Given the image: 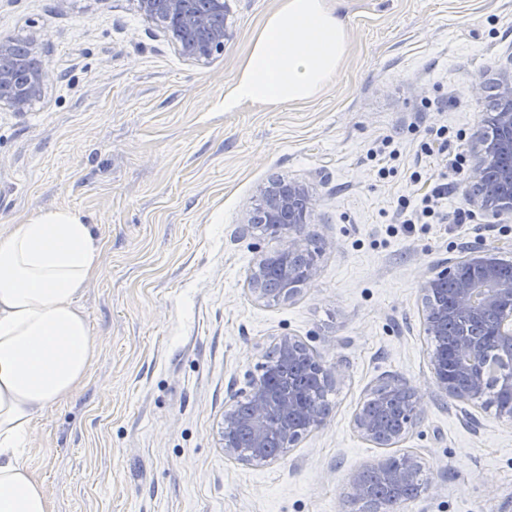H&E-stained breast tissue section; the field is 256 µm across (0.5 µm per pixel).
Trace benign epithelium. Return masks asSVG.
<instances>
[{
	"label": "benign epithelium",
	"instance_id": "1",
	"mask_svg": "<svg viewBox=\"0 0 512 512\" xmlns=\"http://www.w3.org/2000/svg\"><path fill=\"white\" fill-rule=\"evenodd\" d=\"M138 12L154 22L177 47L185 59L203 62L224 52L229 32L217 18L224 17L226 0H207L204 10L196 8V0H136ZM53 80L52 70L41 65L27 69L16 56L13 41L0 38V88L11 94L0 97V105L15 112H23L39 99L47 84ZM499 106L493 114L497 137L492 145L501 155L512 156V70L499 84ZM466 182L475 193L469 196L471 204L485 211L499 214L512 208L504 202L512 196V168L499 174L492 182L486 170V160L478 159L469 168ZM262 206L273 222H286L290 232L282 238L280 248V275L284 283L278 298L289 299L297 283H306L316 275L315 264L298 270L293 261L309 253L311 243L293 233L308 223L315 211L316 201L301 184L273 183L262 194ZM512 267V249L507 246L480 244L448 262V267L423 285V319L430 336L441 335L442 326L448 324V314L464 312L475 318L484 313H496L491 342L496 356L486 355V343L467 336L455 338L441 352L433 349L429 354L436 384L449 398L472 405L496 407L497 414L512 420V277L503 271ZM283 359L290 361L307 347L293 336L283 335L276 342ZM387 390L402 396L404 401L403 425L394 436L380 433L375 419L366 411H358L353 427L366 441L379 448L392 447L402 442L416 425L423 411V402L414 388L402 378H394ZM250 411L246 415L231 409L224 414L222 448L224 456L240 458L235 435L240 429L250 432L252 455L248 462L265 463L264 449L271 434L280 440L281 452L294 447L308 429L324 425L328 413L308 403L297 390L291 376L274 375L259 383L250 384L246 394ZM422 467L420 457L405 453L399 463L389 468L391 481L403 485L413 480Z\"/></svg>",
	"mask_w": 512,
	"mask_h": 512
}]
</instances>
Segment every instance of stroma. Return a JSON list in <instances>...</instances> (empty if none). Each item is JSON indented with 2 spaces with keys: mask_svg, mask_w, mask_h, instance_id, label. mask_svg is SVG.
<instances>
[{
  "mask_svg": "<svg viewBox=\"0 0 512 512\" xmlns=\"http://www.w3.org/2000/svg\"><path fill=\"white\" fill-rule=\"evenodd\" d=\"M277 5L228 0L231 39L198 64L134 0H0V38L36 40L55 73L29 115L0 108V228L63 209L101 243L80 299L95 359L35 420L26 462L53 512H360L352 476L412 452L427 485L397 512H512V421L440 392L422 316L423 284L446 262L512 246V214L453 196L462 216L396 221L439 129L465 148L448 183L474 163L512 59V0H343L350 48L322 95L225 111ZM385 139L398 154L382 175L372 152ZM277 178L315 198L303 235L322 251L315 278L274 303L250 280L281 243L251 219ZM283 335L333 368L332 411L276 461L227 458L224 414ZM394 377L424 409L390 450L353 417Z\"/></svg>",
  "mask_w": 512,
  "mask_h": 512,
  "instance_id": "obj_1",
  "label": "stroma"
}]
</instances>
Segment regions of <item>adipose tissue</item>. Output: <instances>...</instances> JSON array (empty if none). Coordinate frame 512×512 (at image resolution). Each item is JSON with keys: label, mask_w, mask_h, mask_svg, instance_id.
<instances>
[{"label": "adipose tissue", "mask_w": 512, "mask_h": 512, "mask_svg": "<svg viewBox=\"0 0 512 512\" xmlns=\"http://www.w3.org/2000/svg\"><path fill=\"white\" fill-rule=\"evenodd\" d=\"M349 50L328 0H280L253 37L224 109L318 97ZM91 225L47 210L0 230V512H52L24 457L34 420L84 382L96 354L79 303L100 273Z\"/></svg>", "instance_id": "adipose-tissue-1"}]
</instances>
